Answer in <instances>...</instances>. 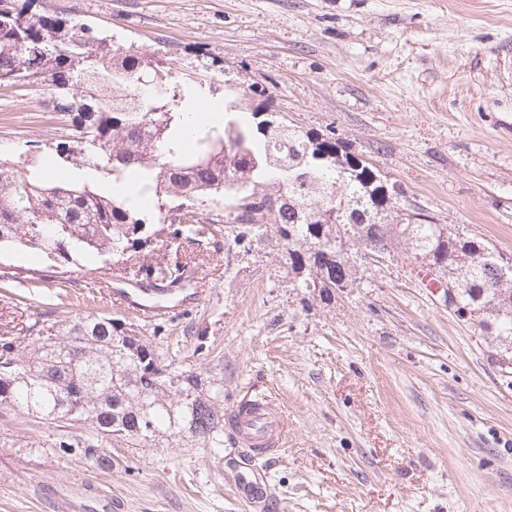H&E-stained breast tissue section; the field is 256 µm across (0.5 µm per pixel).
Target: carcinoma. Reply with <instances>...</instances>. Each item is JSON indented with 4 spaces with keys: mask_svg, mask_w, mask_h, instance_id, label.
<instances>
[{
    "mask_svg": "<svg viewBox=\"0 0 512 512\" xmlns=\"http://www.w3.org/2000/svg\"><path fill=\"white\" fill-rule=\"evenodd\" d=\"M34 2L0 0V84L48 87L77 147L34 165L21 157L0 161L1 253L35 250L73 272L95 259L103 268L121 263L162 281L182 280L192 257L141 263L158 231L155 216L132 196L111 191L129 182L133 196L157 202L159 223L173 226L168 250L220 232L247 254L271 232L294 287L322 299L352 282L351 267L336 262V225L368 228L380 240L399 236L414 261L454 286L458 314L468 309L497 346L512 339L511 255L452 233L423 208L406 209L396 184L338 138L284 121L265 128L236 100L224 111L222 130L199 128L183 149L186 91L163 85L175 59L114 49L84 23L35 16ZM338 151L354 165L336 164ZM208 200L224 201L212 220L163 212L165 205L184 206L192 215ZM6 279L38 288L45 275L19 270ZM15 409L67 429L49 448L31 452L81 458L102 472L112 471L104 448L114 439L224 447L223 379L206 366L163 363L134 327L100 314L38 318L23 334L0 337V413ZM76 427L89 434L73 433Z\"/></svg>",
    "mask_w": 512,
    "mask_h": 512,
    "instance_id": "cac0c4a2",
    "label": "carcinoma"
}]
</instances>
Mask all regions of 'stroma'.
Returning <instances> with one entry per match:
<instances>
[{
	"label": "stroma",
	"instance_id": "obj_1",
	"mask_svg": "<svg viewBox=\"0 0 512 512\" xmlns=\"http://www.w3.org/2000/svg\"><path fill=\"white\" fill-rule=\"evenodd\" d=\"M111 38L176 61L185 90H264L272 110L336 132L451 231L512 255V0H38ZM50 94L0 86V157L70 141ZM184 287L75 272L66 285L0 288V333L49 314L138 324L164 358L222 376L224 407L269 395L285 445L260 460L223 447L112 444L117 469L47 452L58 428L0 416V512H244L264 472L281 512H512V370L468 317L416 278L405 248L322 300L291 288L274 240L244 257L206 238ZM179 306L156 323L112 301Z\"/></svg>",
	"mask_w": 512,
	"mask_h": 512
}]
</instances>
